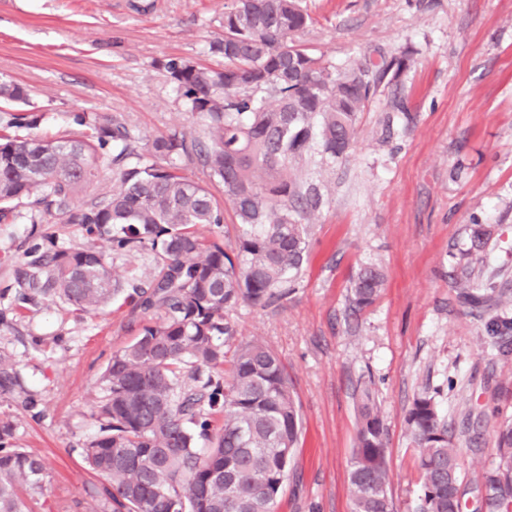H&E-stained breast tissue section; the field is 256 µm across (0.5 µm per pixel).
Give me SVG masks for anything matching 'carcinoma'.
<instances>
[{"label":"carcinoma","instance_id":"obj_1","mask_svg":"<svg viewBox=\"0 0 512 512\" xmlns=\"http://www.w3.org/2000/svg\"><path fill=\"white\" fill-rule=\"evenodd\" d=\"M309 16L298 0H234L224 34L208 52L214 69L171 57L157 62L202 123L201 136L157 138L139 151L120 122L73 114L76 131L19 135L41 116L23 109L28 89L0 81V102L17 109L0 122V223L24 198L34 224L48 216L84 226L92 244L77 251L35 244L16 270L18 307L59 299L79 314L125 293L106 251H151L156 266L128 297L143 313L134 342L114 352L97 405L101 434L83 461L105 477L110 512H276L301 419L288 374L267 343H235L229 313L242 303L265 307L285 298L307 252L303 220L322 203L299 164L317 154L344 157L359 113L377 83L397 77L403 61L356 63L338 72L295 37ZM189 156L221 187L183 173ZM110 159L112 189L74 206ZM239 224L232 249L220 228L224 204ZM210 227L211 237L197 232ZM384 270L359 268L348 308L359 313L386 287ZM231 358V378L221 368ZM15 372L0 356V390ZM359 422L348 462L353 512H394L387 433L372 384L356 389ZM223 416L213 426L212 416ZM419 495L414 512H512V425L498 431L495 460L472 489L463 486L455 433L434 397L417 394L405 417ZM45 462L17 447L0 421V512H26L23 492L42 488Z\"/></svg>","mask_w":512,"mask_h":512}]
</instances>
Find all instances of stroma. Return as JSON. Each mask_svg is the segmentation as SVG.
<instances>
[{
	"label": "stroma",
	"mask_w": 512,
	"mask_h": 512,
	"mask_svg": "<svg viewBox=\"0 0 512 512\" xmlns=\"http://www.w3.org/2000/svg\"><path fill=\"white\" fill-rule=\"evenodd\" d=\"M234 0H0V78L25 86L42 120L37 134L72 130L92 111L123 122L138 149L174 131L199 134L158 61L181 57L220 68L210 41ZM311 23L299 41L337 69L407 56L360 114L346 158L303 165L323 201L286 300L240 304L237 339L279 354L299 405L301 436L278 512H352L348 461L358 382L372 380L388 430L395 512H413L418 477L404 418L429 391L455 430L464 485L493 460L512 424V0H301ZM0 223V355L17 382L0 392L25 451L44 459L29 512H101L103 477L81 449L100 433L95 406L113 352L144 316L123 299L77 315L45 301L17 310L7 290L30 248L89 245L82 225L33 224L20 204ZM491 235L471 247L475 225ZM381 266L387 287L350 315V280ZM468 271L494 300L470 305L454 282ZM477 437L481 451L469 450Z\"/></svg>",
	"instance_id": "obj_1"
}]
</instances>
